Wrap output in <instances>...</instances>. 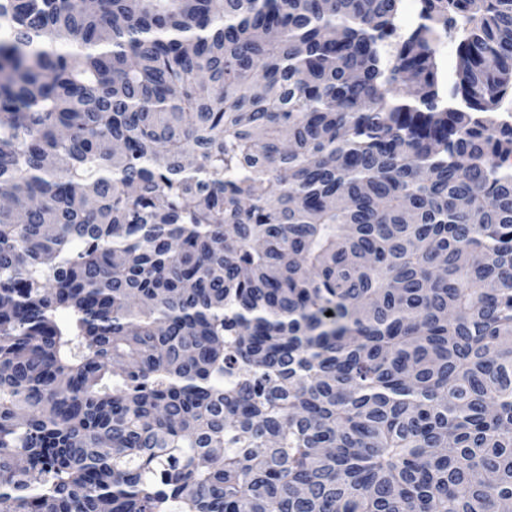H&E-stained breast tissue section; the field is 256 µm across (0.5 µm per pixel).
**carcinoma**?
Returning <instances> with one entry per match:
<instances>
[{
	"instance_id": "carcinoma-1",
	"label": "carcinoma",
	"mask_w": 512,
	"mask_h": 512,
	"mask_svg": "<svg viewBox=\"0 0 512 512\" xmlns=\"http://www.w3.org/2000/svg\"><path fill=\"white\" fill-rule=\"evenodd\" d=\"M419 3L0 0V512L512 500V0Z\"/></svg>"
}]
</instances>
